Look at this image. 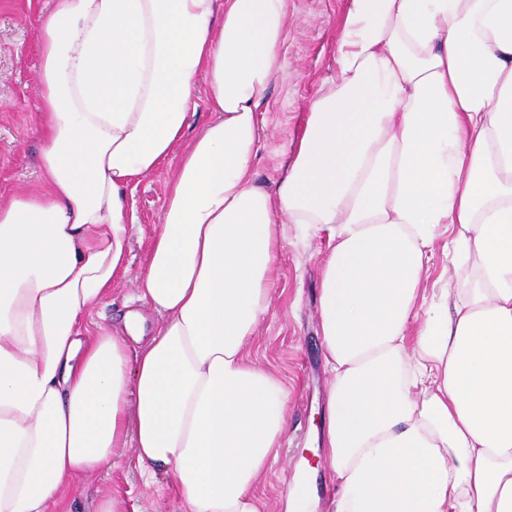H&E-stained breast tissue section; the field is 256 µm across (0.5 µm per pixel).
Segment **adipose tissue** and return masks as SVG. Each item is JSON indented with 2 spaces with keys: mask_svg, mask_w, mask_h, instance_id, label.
<instances>
[{
  "mask_svg": "<svg viewBox=\"0 0 512 512\" xmlns=\"http://www.w3.org/2000/svg\"><path fill=\"white\" fill-rule=\"evenodd\" d=\"M288 3L48 0V190L0 199V512L64 505L126 446L184 512H260L286 391L248 346L291 225L326 240L333 512H512V0H348L269 192L254 161ZM201 76L215 118L189 139ZM173 157L135 283L160 320L93 324L128 274V195ZM444 234L451 296L430 302ZM447 243L448 235H445L440 236L435 244L433 256L429 263V275L424 284V287L427 288V301L431 300L433 294L439 295V288H444L447 278V274L444 275V272L448 268V250L446 248Z\"/></svg>",
  "mask_w": 512,
  "mask_h": 512,
  "instance_id": "obj_1",
  "label": "adipose tissue"
}]
</instances>
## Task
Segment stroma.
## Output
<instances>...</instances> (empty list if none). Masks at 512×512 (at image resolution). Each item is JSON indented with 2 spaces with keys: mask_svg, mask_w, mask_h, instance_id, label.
Segmentation results:
<instances>
[{
  "mask_svg": "<svg viewBox=\"0 0 512 512\" xmlns=\"http://www.w3.org/2000/svg\"><path fill=\"white\" fill-rule=\"evenodd\" d=\"M45 0H0V197L18 190H44L39 167L41 141L34 115L37 106V42L35 18ZM346 0H292L283 67L267 91L266 138L255 160V182L273 190L291 161L304 129L306 115L331 72L332 43L339 31ZM169 164L143 177L130 201L137 222L129 244V272L93 310L91 320L111 327L130 311L139 312L147 326L157 315L142 301L134 280L148 261V240L160 223ZM324 240L315 234L299 238L289 230L272 273V307L262 320L249 359L284 384L288 399V433L254 493L263 512H282L288 489L296 484L304 464L312 475L318 507L330 512L335 492L331 465L317 438L322 434L333 375L324 359L318 295ZM80 492L70 498V512H96L102 500L117 496L127 512H182L165 474L146 482L133 461V451L118 449L110 470L84 475Z\"/></svg>",
  "mask_w": 512,
  "mask_h": 512,
  "instance_id": "1",
  "label": "stroma"
}]
</instances>
